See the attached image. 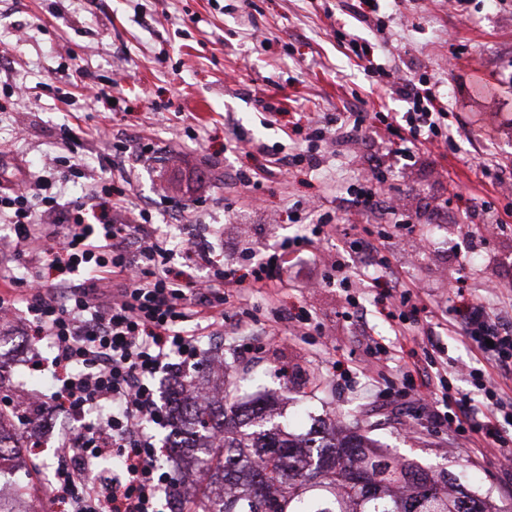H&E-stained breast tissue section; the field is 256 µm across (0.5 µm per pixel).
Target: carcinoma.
Masks as SVG:
<instances>
[{
	"instance_id": "cac0c4a2",
	"label": "carcinoma",
	"mask_w": 512,
	"mask_h": 512,
	"mask_svg": "<svg viewBox=\"0 0 512 512\" xmlns=\"http://www.w3.org/2000/svg\"><path fill=\"white\" fill-rule=\"evenodd\" d=\"M175 412L200 483L221 491L193 512H500L448 472L388 455L358 425L316 419L298 435L229 393L209 412L178 398Z\"/></svg>"
}]
</instances>
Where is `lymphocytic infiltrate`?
Segmentation results:
<instances>
[{
    "label": "lymphocytic infiltrate",
    "instance_id": "1",
    "mask_svg": "<svg viewBox=\"0 0 512 512\" xmlns=\"http://www.w3.org/2000/svg\"><path fill=\"white\" fill-rule=\"evenodd\" d=\"M396 92L407 110L347 113L338 123L360 133L370 128L395 144L396 155L414 159L420 146L449 144L448 117L434 87L421 88L401 80ZM333 119L308 120V140L328 142ZM97 223H88L84 199L60 203L46 194L33 200L19 181L0 184V218L7 232L0 236V253L29 256L35 270L17 276L0 270V334L24 331L33 343L48 346L44 359L32 353L30 365L49 373L54 389L49 404L75 419L83 429L65 445L82 458H101L99 430L110 433L113 455L124 470L106 493H98L68 458H61L47 479L56 505L66 512H165L168 496L178 486L165 469L155 429L169 425L171 414L159 405L153 381L174 367L196 366L201 341L224 324L225 291L275 288L285 273L302 264L315 238L326 232L317 224L311 236L285 241L249 269L215 265L212 275L199 273L209 254L185 249L183 268L170 265L166 242L154 238L151 214L127 209L120 202L101 200ZM23 305V318L12 311ZM462 339L485 360V368L470 369L472 385L486 399L477 411L468 394L453 383L442 384L433 401L436 428L484 442L504 466L512 465V423L495 380L512 377V331L501 329L487 308L465 303Z\"/></svg>",
    "mask_w": 512,
    "mask_h": 512
}]
</instances>
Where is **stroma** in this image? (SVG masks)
<instances>
[{"instance_id":"obj_1","label":"stroma","mask_w":512,"mask_h":512,"mask_svg":"<svg viewBox=\"0 0 512 512\" xmlns=\"http://www.w3.org/2000/svg\"><path fill=\"white\" fill-rule=\"evenodd\" d=\"M347 0H0V156L13 179L42 172L64 155L61 127L82 131L85 164L100 172L114 143L140 136L160 144L153 159L111 174L122 202L146 207L156 226L172 204L184 223L210 224L220 262L278 249L310 234L319 216L336 229L315 243L317 261L275 291L226 293L224 332L202 343L224 358V388L242 400L269 394L292 432L310 418L373 424L389 451L423 467L453 473L466 488L512 512V474L481 440L435 430L412 399L386 393L411 376L417 390L437 389L424 351L442 362L476 368L484 362L461 341L462 299L483 301L512 321V0H382L370 20ZM372 44L379 61L409 78L428 77L448 111L450 147L424 145L413 161L388 141L337 131L317 169L277 168L306 150L299 113L400 112L349 50ZM109 92L99 101L77 72ZM22 85L26 97L11 96ZM277 108L270 118L269 108ZM385 172L408 228L390 236L379 260L365 267L351 250L365 230L393 231V216L362 213L346 189ZM256 172L243 186L237 170ZM498 171L493 183L486 170ZM205 206H197V199ZM491 202L483 223L471 213ZM350 263L366 285L345 291L321 285L334 260ZM465 283L457 297L456 280ZM424 286L432 306L400 336L388 320L394 288ZM313 324L296 331L297 316ZM247 332L236 333L238 322Z\"/></svg>"}]
</instances>
